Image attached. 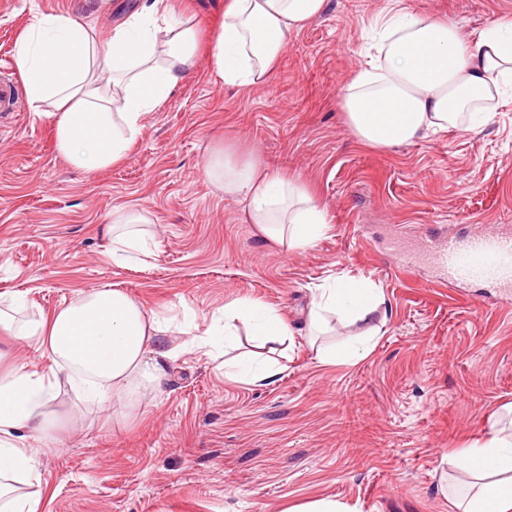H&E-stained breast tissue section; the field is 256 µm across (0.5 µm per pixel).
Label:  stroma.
<instances>
[{
  "mask_svg": "<svg viewBox=\"0 0 512 512\" xmlns=\"http://www.w3.org/2000/svg\"><path fill=\"white\" fill-rule=\"evenodd\" d=\"M148 0H0V298L56 310L112 283L171 320L183 350L162 388L127 418L60 396L59 423L35 440L38 512H287L330 498L348 512H455L440 483L468 477L456 448L512 429V306L482 285L435 280L423 240L512 226V101L478 132L449 130L391 148L358 143L338 102L366 60L383 0H326L270 82L224 84L200 58L115 166L78 171L29 106L14 69L20 37L69 14L99 37ZM468 37L512 17V0H409ZM232 146L305 183L327 216L303 249L265 240L206 173ZM145 214L151 253L113 262L114 211ZM371 282L384 303L373 349L320 362L308 336L315 289ZM233 299L274 309L294 331L264 386L225 377L196 343Z\"/></svg>",
  "mask_w": 512,
  "mask_h": 512,
  "instance_id": "obj_1",
  "label": "stroma"
}]
</instances>
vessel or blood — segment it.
Masks as SVG:
<instances>
[{
  "instance_id": "b4317fda",
  "label": "vessel or blood",
  "mask_w": 512,
  "mask_h": 512,
  "mask_svg": "<svg viewBox=\"0 0 512 512\" xmlns=\"http://www.w3.org/2000/svg\"><path fill=\"white\" fill-rule=\"evenodd\" d=\"M428 252L439 283H488L500 299L512 300V234L448 235L433 239Z\"/></svg>"
}]
</instances>
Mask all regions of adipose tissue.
<instances>
[{
  "mask_svg": "<svg viewBox=\"0 0 512 512\" xmlns=\"http://www.w3.org/2000/svg\"><path fill=\"white\" fill-rule=\"evenodd\" d=\"M326 0H224L208 41L172 22L168 0L129 14L106 39L68 14L41 17L18 41L14 64L31 109L48 114L58 154L74 169L94 171L123 161L141 136L147 113L163 104L208 54L215 74L246 89L271 80L293 37L325 10ZM373 56L351 75L339 107L362 144L388 148L448 129L476 132L512 98V18L473 38L448 20L410 12L385 0L374 29ZM208 176L243 206L266 239L307 246L326 218L300 182L232 147L216 152ZM143 215L119 212L107 225L112 260L148 254ZM383 299L377 288L344 279L319 289L309 311L313 335L332 318L366 321ZM248 326L264 343L287 342L288 325L263 304L235 299L224 306V336ZM169 327L125 289L106 285L50 314L0 301V332L22 339L30 364L0 358V512H37L31 486L40 482L31 437L55 423L51 405L74 392L127 411L168 377L174 348ZM454 462L468 475L456 512H512V437L493 432L459 449Z\"/></svg>",
  "mask_w": 512,
  "mask_h": 512,
  "instance_id": "1",
  "label": "adipose tissue"
}]
</instances>
